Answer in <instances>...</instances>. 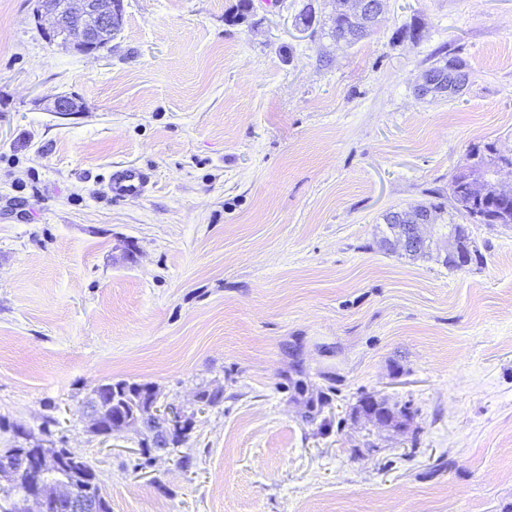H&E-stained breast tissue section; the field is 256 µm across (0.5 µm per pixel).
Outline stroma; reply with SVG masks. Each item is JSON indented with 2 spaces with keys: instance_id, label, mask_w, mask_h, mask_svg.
<instances>
[{
  "instance_id": "obj_1",
  "label": "stroma",
  "mask_w": 512,
  "mask_h": 512,
  "mask_svg": "<svg viewBox=\"0 0 512 512\" xmlns=\"http://www.w3.org/2000/svg\"><path fill=\"white\" fill-rule=\"evenodd\" d=\"M238 6L124 0L85 55L0 0V419L80 455L112 512H512V224L470 225L462 269L379 233L466 169L512 192V0H385L351 45L330 0ZM442 52L465 91L419 96ZM116 164L151 191L107 198ZM111 380L224 400L140 471L135 432L80 413Z\"/></svg>"
}]
</instances>
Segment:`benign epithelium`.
Returning a JSON list of instances; mask_svg holds the SVG:
<instances>
[{
  "label": "benign epithelium",
  "mask_w": 512,
  "mask_h": 512,
  "mask_svg": "<svg viewBox=\"0 0 512 512\" xmlns=\"http://www.w3.org/2000/svg\"><path fill=\"white\" fill-rule=\"evenodd\" d=\"M350 12L368 26L383 11V0H349ZM123 0H36L34 18L47 22L43 31L84 54L102 49L100 41L113 30V24L123 13ZM421 224L410 221L399 225V242L409 251L432 249V241L420 231ZM83 414L91 433L101 434L106 420L103 399L88 401ZM195 411L170 402L155 400L149 409L138 415L118 420L111 425L107 439L134 430L141 436V447L152 456L173 447L176 435L189 433L194 426ZM25 478L21 503L13 512H104V505L92 490L94 476H74L59 456L50 457L42 450L24 448L19 451L16 465L0 469V478Z\"/></svg>",
  "instance_id": "benign-epithelium-1"
}]
</instances>
